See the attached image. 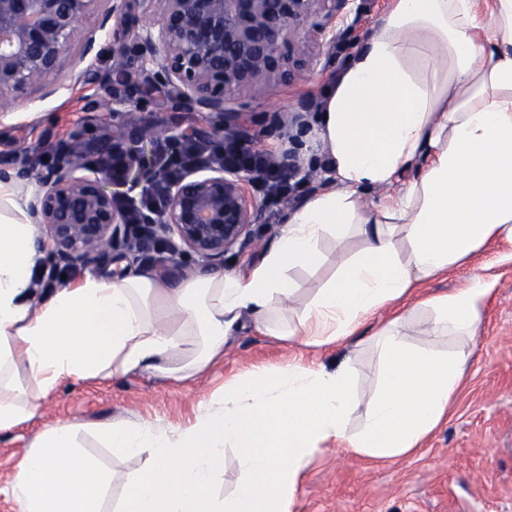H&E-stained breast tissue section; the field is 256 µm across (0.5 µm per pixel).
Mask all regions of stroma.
Instances as JSON below:
<instances>
[{"instance_id":"stroma-1","label":"stroma","mask_w":512,"mask_h":512,"mask_svg":"<svg viewBox=\"0 0 512 512\" xmlns=\"http://www.w3.org/2000/svg\"><path fill=\"white\" fill-rule=\"evenodd\" d=\"M387 3L355 0L341 39L322 47L315 69L299 81L274 86L243 115L248 134L260 148L279 153L294 138H301V171L310 174L314 192L332 183L317 127L323 87L365 43ZM57 81L60 90L49 99H40L32 88L16 91L18 102L38 106L41 116L31 121L14 112L0 115V165L25 150L51 153L72 131L92 143L104 138L116 122L133 126L145 121L169 124L176 119L161 95L145 92L119 117L105 111L89 114L83 107L102 95V85H71L64 72ZM294 112L301 114V123L290 122ZM259 206L260 229L251 244L232 251L225 271L248 275L276 241L281 229L276 219L289 206L265 200ZM360 247L361 239L353 233L341 247L323 241L320 248L326 260L320 268L290 273L297 287L293 306H301L314 288L333 276L337 255H350ZM493 273L496 290L482 313V341L447 421L418 453L391 462H374L333 446L316 454L292 512H512V265L495 267ZM339 356L332 345L308 348L250 327L227 343L221 360L186 380L132 373L61 386L41 401L32 419L0 432V512H13L10 487L21 456L35 436L56 421L79 426L84 452L111 470L112 495L117 498L126 475L145 469L147 462L102 448L96 439L102 426L121 420L182 426L195 418L211 396L223 393L225 383L253 367L279 369L298 358L330 366Z\"/></svg>"}]
</instances>
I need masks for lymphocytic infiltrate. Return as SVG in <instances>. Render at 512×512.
Masks as SVG:
<instances>
[{
  "instance_id": "lymphocytic-infiltrate-1",
  "label": "lymphocytic infiltrate",
  "mask_w": 512,
  "mask_h": 512,
  "mask_svg": "<svg viewBox=\"0 0 512 512\" xmlns=\"http://www.w3.org/2000/svg\"><path fill=\"white\" fill-rule=\"evenodd\" d=\"M159 151L164 160L161 171L146 182L136 196L126 189L131 171L126 151H116L100 161L102 170L116 188L113 200L117 207L126 210L129 223L136 229L139 249L147 256L157 250L150 220L165 205V185L188 169L211 163L247 168L265 197L279 202L301 197L307 184L306 179H294L282 170L273 151L249 150L231 139L200 144L188 136L163 142Z\"/></svg>"
}]
</instances>
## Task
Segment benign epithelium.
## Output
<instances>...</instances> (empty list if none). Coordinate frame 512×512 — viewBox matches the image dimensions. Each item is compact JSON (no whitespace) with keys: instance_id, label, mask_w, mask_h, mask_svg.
<instances>
[{"instance_id":"1","label":"benign epithelium","mask_w":512,"mask_h":512,"mask_svg":"<svg viewBox=\"0 0 512 512\" xmlns=\"http://www.w3.org/2000/svg\"><path fill=\"white\" fill-rule=\"evenodd\" d=\"M0 0V109L14 103L13 92L38 89L49 98L58 92L55 77L69 70L76 84H105L93 60L100 34L112 31L115 71L123 89L107 91L87 104L112 115L135 103L138 92L160 89L177 112L203 114L208 123L191 131L182 124L165 129L112 126L96 144L73 136L56 148V162L38 169L37 161H12L0 178L42 185L29 201L30 214L45 230L50 255L83 266L96 265L111 251L130 253L131 225L96 176L87 173L88 153L108 155L127 141L160 135L203 143L226 138L250 144L241 108L276 83L299 79L317 64L311 35L336 43L352 0ZM96 23L83 26L90 16ZM81 51L70 56L74 40ZM253 177L241 169L206 167L171 182L167 205L154 221L167 262L180 268L198 261L220 269L225 254L251 239L260 209L250 194Z\"/></svg>"}]
</instances>
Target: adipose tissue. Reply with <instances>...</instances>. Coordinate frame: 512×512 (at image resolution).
<instances>
[{
    "instance_id": "adipose-tissue-1",
    "label": "adipose tissue",
    "mask_w": 512,
    "mask_h": 512,
    "mask_svg": "<svg viewBox=\"0 0 512 512\" xmlns=\"http://www.w3.org/2000/svg\"><path fill=\"white\" fill-rule=\"evenodd\" d=\"M318 127L337 186L291 211L245 278L88 272L32 305L46 252L25 196L0 181V432L67 382L193 377L249 315L263 334L307 347L367 343L379 357L374 392L360 396L350 361L300 360L253 368L187 425L106 426L103 447L148 462L126 477L113 512H291L325 444L379 461L417 453L465 380L492 283L478 273L448 294L416 303L414 292L492 242L496 262L512 261V0H391L326 85ZM420 158L401 194L361 206L360 190L394 184ZM352 232L362 248L281 322L295 293L289 271L320 266L321 242ZM387 307L393 315L376 322ZM419 317L432 343L408 342ZM229 448L240 480L223 496ZM111 486V473L79 453L74 425L55 423L21 458L11 498L16 512H104Z\"/></svg>"
}]
</instances>
